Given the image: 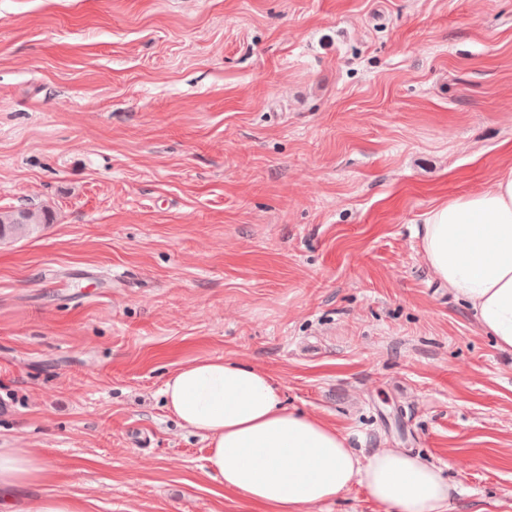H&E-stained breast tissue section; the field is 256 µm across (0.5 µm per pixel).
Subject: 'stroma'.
Masks as SVG:
<instances>
[{
	"label": "stroma",
	"mask_w": 512,
	"mask_h": 512,
	"mask_svg": "<svg viewBox=\"0 0 512 512\" xmlns=\"http://www.w3.org/2000/svg\"><path fill=\"white\" fill-rule=\"evenodd\" d=\"M512 0H0V446L85 512H260L165 409L227 357L512 512V355L414 226L512 162ZM46 212L35 213L26 209L0 212V240H18L34 232L37 224H49Z\"/></svg>",
	"instance_id": "obj_1"
}]
</instances>
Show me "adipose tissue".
Here are the masks:
<instances>
[{
	"label": "adipose tissue",
	"mask_w": 512,
	"mask_h": 512,
	"mask_svg": "<svg viewBox=\"0 0 512 512\" xmlns=\"http://www.w3.org/2000/svg\"><path fill=\"white\" fill-rule=\"evenodd\" d=\"M416 236L439 282L461 300L496 347L512 353V169L485 189L423 213ZM161 394L180 425L209 444L207 474L263 512H307L364 488L385 512H451L457 487L441 468L403 448L362 455L350 434L293 410L266 371L201 358L167 376ZM46 477L26 448L0 447V497Z\"/></svg>",
	"instance_id": "obj_1"
}]
</instances>
